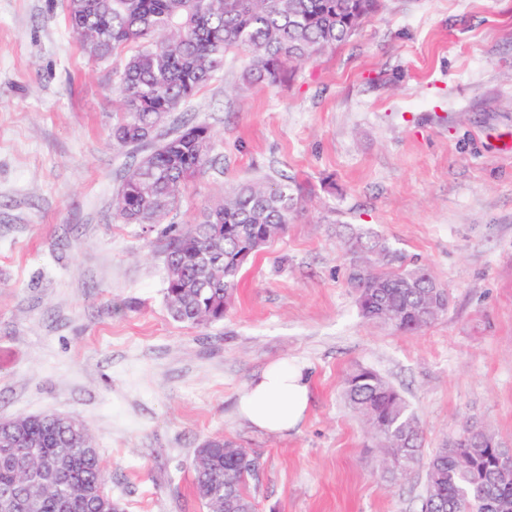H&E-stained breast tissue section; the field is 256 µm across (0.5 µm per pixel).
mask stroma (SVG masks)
I'll list each match as a JSON object with an SVG mask.
<instances>
[{
    "mask_svg": "<svg viewBox=\"0 0 512 512\" xmlns=\"http://www.w3.org/2000/svg\"><path fill=\"white\" fill-rule=\"evenodd\" d=\"M224 67L167 124L207 125L215 164L166 217L194 223L241 184L292 176L313 202L246 265L223 320L164 301L163 226L113 198L143 149L116 147L114 61H93L68 0H0V421L71 416L125 512H206L197 448L257 454L256 512H420L426 468L391 482L347 402L359 367L395 386L432 452L472 420L512 448V0H383L346 43L274 85ZM367 229L451 296L418 334L363 320L344 237ZM310 379L304 422L237 408L273 361Z\"/></svg>",
    "mask_w": 512,
    "mask_h": 512,
    "instance_id": "stroma-1",
    "label": "stroma"
}]
</instances>
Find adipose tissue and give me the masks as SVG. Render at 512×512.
<instances>
[{"instance_id":"obj_1","label":"adipose tissue","mask_w":512,"mask_h":512,"mask_svg":"<svg viewBox=\"0 0 512 512\" xmlns=\"http://www.w3.org/2000/svg\"><path fill=\"white\" fill-rule=\"evenodd\" d=\"M309 395V383L302 368L281 360L253 380L239 401V409L255 428L285 433L304 420Z\"/></svg>"}]
</instances>
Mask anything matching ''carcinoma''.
I'll return each mask as SVG.
<instances>
[{"instance_id": "1", "label": "carcinoma", "mask_w": 512, "mask_h": 512, "mask_svg": "<svg viewBox=\"0 0 512 512\" xmlns=\"http://www.w3.org/2000/svg\"><path fill=\"white\" fill-rule=\"evenodd\" d=\"M379 0H69L68 23L94 60L121 59L112 139L143 145L169 114L207 85L230 50L248 52L249 82H277L288 65L349 39ZM213 133L185 124L130 168L113 202L122 224H159L200 174ZM293 180L240 185L198 220L165 230L164 299L171 316L197 325L224 318L244 266L306 209ZM347 282L361 317L415 334L448 309L449 295L423 268H406L397 249L368 231L344 240ZM345 396L377 439L395 482L426 462L421 512H512V450L472 423L423 459V430L405 398L361 367ZM254 453L222 439L196 452L194 488L208 512H255L249 481ZM105 471L89 432L73 433L51 414L0 423V502L33 499L12 512H123L102 491Z\"/></svg>"}]
</instances>
